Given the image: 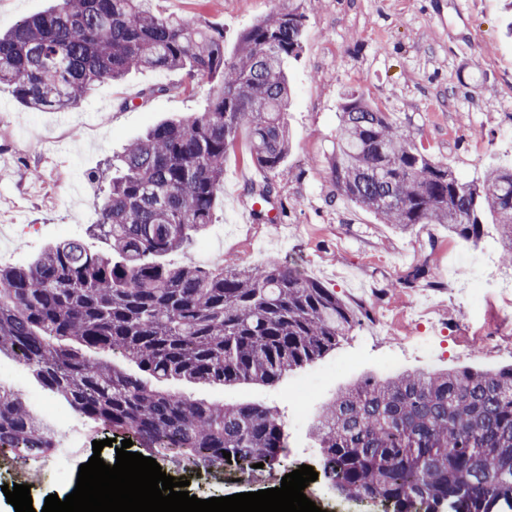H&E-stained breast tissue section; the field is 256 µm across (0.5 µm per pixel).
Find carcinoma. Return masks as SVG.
<instances>
[{
	"label": "carcinoma",
	"instance_id": "obj_1",
	"mask_svg": "<svg viewBox=\"0 0 512 512\" xmlns=\"http://www.w3.org/2000/svg\"><path fill=\"white\" fill-rule=\"evenodd\" d=\"M153 0H56L0 33V84L36 110L77 107L91 87L139 70H185L211 84L204 109L161 122L130 142L93 233L0 264V356L28 366L47 393L146 454L207 470L288 454L282 424L255 404L228 405L161 391L125 373L107 352L161 382L272 384L334 349L359 323L336 292L280 262L207 268L185 257L213 220L224 155L249 134L252 161L278 173L290 148L285 65L299 54L311 0L257 20L232 57L201 15L154 11ZM329 166L336 194L406 230L442 224L473 244L494 225L512 266V167L463 181L410 140L387 112L348 94ZM266 181L248 189L266 223ZM324 473L344 497L392 512H512V366L405 371L368 378L317 415ZM0 447L46 455L53 433L25 400L0 388ZM231 453V459L223 452Z\"/></svg>",
	"mask_w": 512,
	"mask_h": 512
}]
</instances>
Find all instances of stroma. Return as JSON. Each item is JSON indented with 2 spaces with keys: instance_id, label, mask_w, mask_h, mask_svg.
I'll use <instances>...</instances> for the list:
<instances>
[{
  "instance_id": "stroma-1",
  "label": "stroma",
  "mask_w": 512,
  "mask_h": 512,
  "mask_svg": "<svg viewBox=\"0 0 512 512\" xmlns=\"http://www.w3.org/2000/svg\"><path fill=\"white\" fill-rule=\"evenodd\" d=\"M287 5L288 0L154 3L164 14H199L222 28L228 56L245 29ZM505 21L504 0H320L309 13L302 48L287 68L291 149L272 178L278 221L260 224L253 218L248 189L264 174L251 160L243 131L224 160L214 222L191 249L210 248L211 267L228 260L242 267H302L305 276L362 309L364 317L335 349L272 385L160 383V390L195 400L263 405L280 419L287 438V460L261 468L258 481L223 486L194 477L190 494L212 498L265 490L300 465L318 466L320 450L310 436L315 414L364 377L512 365L511 348L486 350L502 333L500 313L512 307V268L498 262L494 227L469 246L440 224L400 231L337 195L329 166L340 104L351 92L392 113L417 145L461 179L512 166V38L504 33ZM155 84L173 90L142 100V90ZM208 89L183 70L136 71L117 82L96 83L80 107L58 112L27 108L10 88L0 87V244L15 249L7 264L27 262L66 238L104 250L84 219L97 209L98 174L152 125L200 111ZM24 224L35 225V233L20 236ZM461 245L472 261L455 257ZM424 262L435 283L406 286ZM421 336L429 337V345L418 344ZM0 383L22 388L35 414L49 406L66 410L11 357L0 356ZM305 384L314 393L295 406L290 395Z\"/></svg>"
}]
</instances>
